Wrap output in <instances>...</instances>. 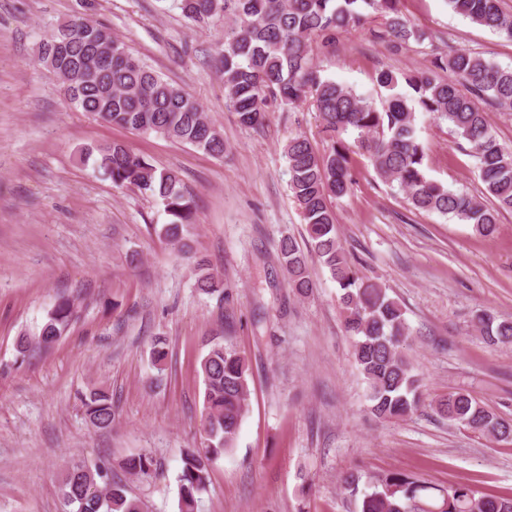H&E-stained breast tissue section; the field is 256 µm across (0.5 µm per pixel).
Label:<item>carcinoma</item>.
Returning a JSON list of instances; mask_svg holds the SVG:
<instances>
[{
    "label": "carcinoma",
    "instance_id": "carcinoma-1",
    "mask_svg": "<svg viewBox=\"0 0 512 512\" xmlns=\"http://www.w3.org/2000/svg\"><path fill=\"white\" fill-rule=\"evenodd\" d=\"M185 18L210 25L226 18L218 72L225 98L238 122L263 126L269 102L300 106L313 98L322 132L330 142L321 153L304 135H296L283 152L291 174L290 192L307 224L309 252L285 237L278 255L291 288L301 297L314 284L308 254L325 266L340 289L339 305L354 359L367 385L370 413L379 420L414 414L422 403L421 379L406 353L409 328L401 305L381 285L359 276L336 235L333 202L349 195L353 185L351 153L367 155L376 174L398 189L414 210L448 216L473 225L484 237L497 230L499 215L512 211V149L495 137L486 108L512 112V66L503 67L468 49L436 53L423 70L381 69L375 81L386 92L377 108L352 87L321 76L312 42L325 47L351 30L365 32L392 52L424 32L402 14L401 0H178ZM451 9L471 22L512 39V14L499 0H448ZM39 53L48 73L58 78L73 108L101 121L137 132L155 133L190 145L214 157L224 156V137L202 105L182 86L165 80L129 51L112 31L84 17L52 29ZM448 122L456 137L469 145L484 185L478 198L426 176V148L417 134V113ZM82 155L119 186L133 187L158 200L169 216L157 234L183 243L194 223V201L186 196L174 170H159L124 143L87 148ZM491 203H485V199ZM204 293L223 290V280L205 265L196 266ZM74 303L59 301L32 334L19 336L21 360L47 351L65 335L74 319ZM481 335L493 344H512V319L482 310L476 316ZM200 361L204 383V446L187 451L178 475L179 512H197L199 495L209 482L211 463L235 447L250 396V365L224 337L215 336ZM165 340L155 339L151 363L163 371ZM86 420L109 429L115 418L112 393L92 388L80 398ZM437 413L455 424L498 441H512V419L491 411L470 394L453 391L435 401ZM123 470L139 478L155 472L146 454L127 458ZM361 477L348 473L344 488L361 496L359 512H512V496L477 495L468 485L439 488L402 473H392L359 490ZM59 492L70 512H146L122 480L104 465L71 460L59 479Z\"/></svg>",
    "mask_w": 512,
    "mask_h": 512
}]
</instances>
